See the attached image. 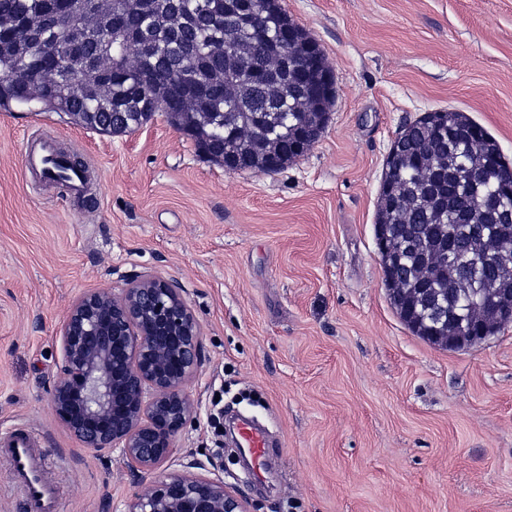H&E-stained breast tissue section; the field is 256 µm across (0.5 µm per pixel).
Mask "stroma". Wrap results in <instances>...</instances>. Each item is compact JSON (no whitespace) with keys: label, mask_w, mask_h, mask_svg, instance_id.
I'll use <instances>...</instances> for the list:
<instances>
[{"label":"stroma","mask_w":512,"mask_h":512,"mask_svg":"<svg viewBox=\"0 0 512 512\" xmlns=\"http://www.w3.org/2000/svg\"><path fill=\"white\" fill-rule=\"evenodd\" d=\"M323 49L319 139L270 173L225 172L164 114L124 135L38 106L0 110V430L42 438L62 512H126L151 483L79 447L50 407L60 328L84 292L156 275L202 328L197 417L167 460L248 512H512V324L443 349L391 306L376 246L391 146L425 113H467L512 163V0H280ZM39 133L90 168L76 200L24 175ZM257 418L282 450L252 479L209 415Z\"/></svg>","instance_id":"35a3bbf8"}]
</instances>
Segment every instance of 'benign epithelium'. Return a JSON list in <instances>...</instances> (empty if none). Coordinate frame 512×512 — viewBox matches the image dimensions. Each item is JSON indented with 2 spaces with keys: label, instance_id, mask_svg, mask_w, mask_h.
<instances>
[{
  "label": "benign epithelium",
  "instance_id": "1",
  "mask_svg": "<svg viewBox=\"0 0 512 512\" xmlns=\"http://www.w3.org/2000/svg\"><path fill=\"white\" fill-rule=\"evenodd\" d=\"M67 63L79 54L81 33L57 18ZM201 327L180 289L145 275L116 294H82L60 330L62 366L50 405L71 435L96 456L117 449L129 469L155 474L127 512H246L220 480L163 464L196 415L184 386L198 367Z\"/></svg>",
  "mask_w": 512,
  "mask_h": 512
}]
</instances>
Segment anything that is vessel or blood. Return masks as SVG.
<instances>
[{
  "mask_svg": "<svg viewBox=\"0 0 512 512\" xmlns=\"http://www.w3.org/2000/svg\"><path fill=\"white\" fill-rule=\"evenodd\" d=\"M24 170L44 182L65 175L66 187L75 194L82 191L86 178L82 165L59 155L49 139L40 134L26 142ZM238 436L240 446L254 462L255 474H262L270 453L266 430L246 421L240 425ZM0 461L7 463L11 480L22 491L21 512H61V495L34 429L24 426L1 432Z\"/></svg>",
  "mask_w": 512,
  "mask_h": 512,
  "instance_id": "1",
  "label": "vessel or blood"
}]
</instances>
